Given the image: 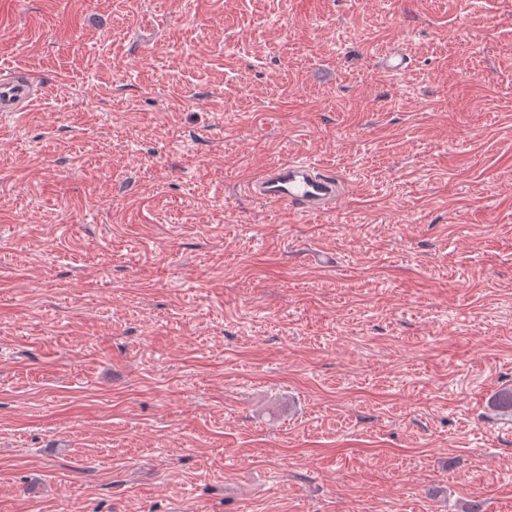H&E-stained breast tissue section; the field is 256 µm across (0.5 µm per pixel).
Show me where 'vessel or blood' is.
Instances as JSON below:
<instances>
[{
	"label": "vessel or blood",
	"instance_id": "vessel-or-blood-1",
	"mask_svg": "<svg viewBox=\"0 0 512 512\" xmlns=\"http://www.w3.org/2000/svg\"><path fill=\"white\" fill-rule=\"evenodd\" d=\"M42 96L39 81L29 72L0 73V117L25 112ZM246 190L298 216L333 212L340 198L334 173L302 160H288L250 181Z\"/></svg>",
	"mask_w": 512,
	"mask_h": 512
}]
</instances>
